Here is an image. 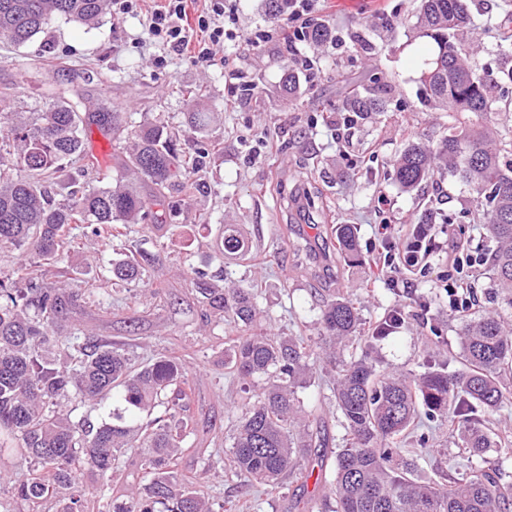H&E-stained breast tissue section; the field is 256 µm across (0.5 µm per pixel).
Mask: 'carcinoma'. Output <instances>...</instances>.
I'll return each instance as SVG.
<instances>
[{"instance_id": "obj_1", "label": "carcinoma", "mask_w": 512, "mask_h": 512, "mask_svg": "<svg viewBox=\"0 0 512 512\" xmlns=\"http://www.w3.org/2000/svg\"><path fill=\"white\" fill-rule=\"evenodd\" d=\"M112 0H0V41L20 45L44 32L56 17L94 25ZM413 34L434 46L418 77L424 107L448 113V131L434 146L411 140L394 161L399 184L413 191L435 172L446 170L468 185L475 224H483L496 247L485 253L490 287L500 307L512 309V131L493 122L512 113V65L490 69L469 51L468 0H420ZM386 88L375 84L350 94L344 109L358 116L384 109ZM10 89L0 90V248L32 255L39 264L17 267L0 278V455L34 466L14 484V497L39 512L38 504L57 500V512H85L78 490L80 470L88 466L109 479L120 457L131 454L137 480L112 488L106 512H213L201 482H186L177 469L183 442L192 435L193 402L184 360L166 355L141 367L132 365L114 342L87 343L76 363H59L55 350L68 351L76 327L66 334L58 324L91 288L46 282V267L63 263L72 247L70 229L85 225L84 237L120 241L131 224L149 211L136 185L122 176L94 187L70 180L56 192L64 164L84 154L86 128L78 94L59 85L42 112H12ZM105 131L123 137L127 171L149 180L155 197L176 190L191 199L203 154H183L179 132L160 117L124 125L105 113ZM338 250L357 253L351 224L334 227ZM222 257L248 254L240 228L223 225L216 243ZM154 256L132 252L112 265V277L141 281L152 296L163 288L143 280ZM200 303L231 323L249 327L261 310L251 288L197 287ZM314 342L264 333L240 336L224 364L241 378L264 382L244 405L230 451V466L247 485L272 487L285 475L302 476L315 447H329L322 419L306 411L297 396L316 367L336 375L333 397L343 446L324 479L331 512H506L512 483L501 482L491 466L466 469L452 485L421 482L410 467L394 463L393 448L422 417L453 414V431L462 447L479 452L496 444L512 449V435L491 431L479 413L495 412L506 400L504 379H512V330L498 311L463 322L459 352L423 373L393 376L381 372L368 350L394 329L392 316L365 336L352 299L326 302ZM363 344L359 357H343L352 338ZM77 396L108 411L109 420L91 427L75 420L63 401Z\"/></svg>"}]
</instances>
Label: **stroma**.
I'll return each instance as SVG.
<instances>
[{
  "mask_svg": "<svg viewBox=\"0 0 512 512\" xmlns=\"http://www.w3.org/2000/svg\"><path fill=\"white\" fill-rule=\"evenodd\" d=\"M416 7L417 0H320L316 17L330 36L325 43L309 44L318 68L310 80L299 82L292 97L282 88L285 53L273 45L255 51L247 43L255 29H274L282 22L270 14L268 0H226L232 16L227 27L235 36L218 48L220 62L212 66L164 51L148 36L142 17L115 11L93 28L59 17L25 44L0 41V86L14 89L13 110H44L50 89L60 83L87 105L85 154L68 163L64 177L102 186L120 176L123 155L117 147H103L99 113L118 112L136 123L162 114L175 126L191 110L213 115L207 128L190 133L183 143L186 151H207L193 201L182 202L172 191L161 204L150 182L137 184L149 203L152 225H132L129 243L154 255L148 275L165 285L163 295L150 297L134 282L112 284L116 254L98 245L75 244L67 262L52 268L48 279L76 278L103 287L100 295L81 302L79 343L119 342L139 363L159 353H191V422L197 440L178 467L191 477L206 475L203 488L216 512H288L298 501L306 512H325L326 507L315 478L302 483L286 477L275 488L247 487L231 472L232 433L244 392L224 355L242 330L205 314L187 267L219 286L255 289L260 328L282 337L316 339L320 310L335 293L353 299L365 329L395 306H404L406 324L371 352L378 368L389 374H406L427 360L442 362L448 349L459 344L461 316L449 309L448 295L438 286L448 272L447 255L437 256L427 275L400 274L397 289L379 277L374 265L380 225L417 223L428 209L452 217L471 244L491 245L483 226L469 221V188L438 173L421 190L408 192L393 171L408 141L435 143L448 125L447 113L419 102L418 71L432 46L410 32ZM471 12L477 56L496 64L512 50L498 37L501 24L512 17V0H473ZM386 16L397 17L394 28L382 27ZM161 55L166 62L159 66L155 60ZM233 69L246 71L257 86L256 94L236 107L226 104ZM377 81L390 90L385 110L358 120L351 138L338 141L336 118L345 98ZM196 86L204 88L205 96L188 104L180 91ZM304 181L318 189L321 212L300 210L297 194ZM223 224L241 228L250 247L246 261L218 259L215 239ZM339 224L357 228V261H348L336 248L332 229ZM332 382L314 371L309 387L298 395L305 406L325 409L327 431L338 447L343 431L331 413ZM423 434L430 437L424 451L419 448ZM399 454L413 457L425 482L440 483L458 470L489 464L498 466L503 482H512V452H470L457 445L445 418L423 421Z\"/></svg>",
  "mask_w": 512,
  "mask_h": 512,
  "instance_id": "1",
  "label": "stroma"
}]
</instances>
